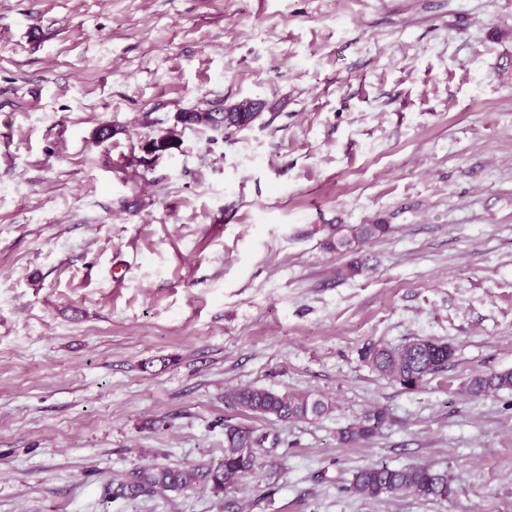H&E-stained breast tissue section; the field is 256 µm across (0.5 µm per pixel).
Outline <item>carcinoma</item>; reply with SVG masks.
I'll use <instances>...</instances> for the list:
<instances>
[{"label": "carcinoma", "mask_w": 512, "mask_h": 512, "mask_svg": "<svg viewBox=\"0 0 512 512\" xmlns=\"http://www.w3.org/2000/svg\"><path fill=\"white\" fill-rule=\"evenodd\" d=\"M236 112L220 108L182 112L177 122L201 132H208L229 123L231 133L252 128L258 113L248 111V103L234 102ZM389 224H338L331 227L323 248L349 256L336 270L339 277L352 279L373 269L372 256L363 254L355 245L367 243L389 233ZM453 356L446 342L413 339L400 346L368 344L361 349V359L372 371L399 385L405 391L421 389L427 377L444 369ZM502 390H512V369L472 375L463 386V393L478 399ZM231 399L241 411L257 417H275L283 421H305L328 417L334 410L332 400L311 393L275 392L264 388L245 387L234 390ZM390 423L385 408H365L348 424L336 431L342 447L369 442ZM266 434L246 425L224 422V457L214 468L143 466L134 469L123 480L112 485V498L133 500L163 492L183 491L198 484H209L215 492L229 496L236 493L246 478L270 466L276 448L264 447ZM346 490L363 498L392 497L411 493L424 499L446 501L454 493L448 471L428 464L391 467L375 462L353 473Z\"/></svg>", "instance_id": "obj_1"}]
</instances>
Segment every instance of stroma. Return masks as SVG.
<instances>
[{
    "mask_svg": "<svg viewBox=\"0 0 512 512\" xmlns=\"http://www.w3.org/2000/svg\"><path fill=\"white\" fill-rule=\"evenodd\" d=\"M245 97L265 126L176 121ZM378 221L338 278L330 226ZM415 338L454 349L420 390L360 359ZM508 368L512 0H0V512H512V393L460 392ZM246 386L336 408L257 418ZM228 421L278 442L237 494L113 499L218 465ZM378 461L453 503L348 493ZM390 423V417L385 408L373 405L361 413L337 432V441L341 447L358 446L369 442Z\"/></svg>",
    "mask_w": 512,
    "mask_h": 512,
    "instance_id": "1",
    "label": "stroma"
}]
</instances>
